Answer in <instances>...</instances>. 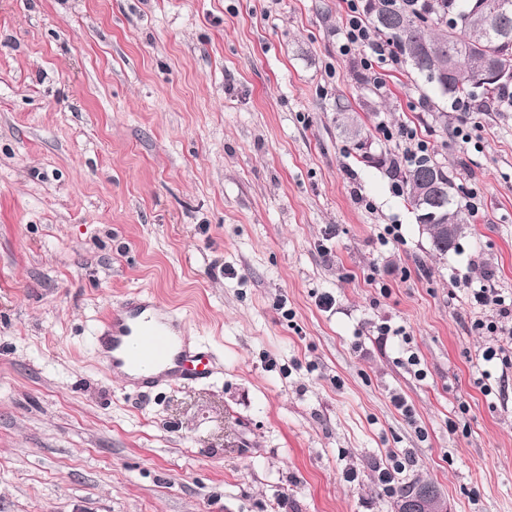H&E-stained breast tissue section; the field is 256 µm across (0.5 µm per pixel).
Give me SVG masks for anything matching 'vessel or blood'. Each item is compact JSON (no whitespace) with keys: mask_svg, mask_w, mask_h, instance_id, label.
<instances>
[{"mask_svg":"<svg viewBox=\"0 0 512 512\" xmlns=\"http://www.w3.org/2000/svg\"><path fill=\"white\" fill-rule=\"evenodd\" d=\"M180 326L172 311L133 298L110 310L99 330L98 343L107 352V366L138 373L137 383L142 387L166 379L208 378L214 354L188 348L179 334Z\"/></svg>","mask_w":512,"mask_h":512,"instance_id":"vessel-or-blood-1","label":"vessel or blood"}]
</instances>
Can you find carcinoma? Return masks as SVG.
<instances>
[{
    "instance_id": "cac0c4a2",
    "label": "carcinoma",
    "mask_w": 512,
    "mask_h": 512,
    "mask_svg": "<svg viewBox=\"0 0 512 512\" xmlns=\"http://www.w3.org/2000/svg\"><path fill=\"white\" fill-rule=\"evenodd\" d=\"M450 10L461 19L452 30L443 22ZM364 17L392 48L402 68L413 70L455 103L496 99L512 85V79L484 89L476 83L491 62L512 70V41L501 37L503 32L512 35V0H365ZM338 127L343 134L357 133L351 143L363 161L383 163L367 152V139L354 118H338ZM399 178L402 196L433 253L448 254L470 224L471 214L460 204L463 187L450 171L427 157L412 161ZM426 496H439L430 483L416 482L400 490L402 502Z\"/></svg>"
}]
</instances>
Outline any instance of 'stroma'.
<instances>
[{"mask_svg":"<svg viewBox=\"0 0 512 512\" xmlns=\"http://www.w3.org/2000/svg\"><path fill=\"white\" fill-rule=\"evenodd\" d=\"M341 24V0H0V512H394L399 451L448 512H512V363L464 286L512 294V112L400 68L377 89ZM382 123L480 197L447 255ZM138 293L216 374L107 368L93 332ZM338 127L341 129V133L345 136L346 139L353 144L354 149L358 150L361 154V158L363 161L371 164H380L381 159L376 160L372 155L368 153L367 150V139L362 136L361 128L356 123L355 119L350 116H341L338 118ZM350 130H354L357 135H359L358 139H350L344 133L348 135ZM477 326H480V329L486 327V330L490 334V342L488 346L485 347L482 354L484 361L491 362L494 359H501L503 363H508V361L511 363V354L509 355L508 353L509 350L511 353L512 328L507 329L502 325L499 327L495 322H490L487 325L483 322H479ZM503 339L506 340L507 346L502 344ZM409 457H404V462L398 461L396 466L388 467L387 465H376L375 472H377V485L383 491H388L394 488L396 477L401 474L405 469L406 465H411Z\"/></svg>","mask_w":512,"mask_h":512,"instance_id":"1","label":"stroma"}]
</instances>
